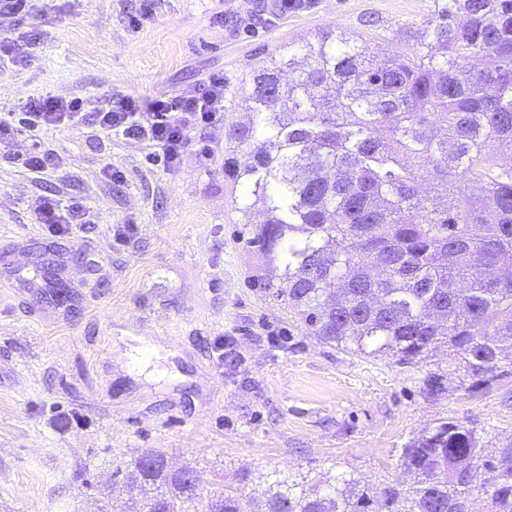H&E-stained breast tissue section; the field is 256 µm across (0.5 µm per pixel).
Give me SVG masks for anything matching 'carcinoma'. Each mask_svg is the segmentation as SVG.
<instances>
[{
  "mask_svg": "<svg viewBox=\"0 0 512 512\" xmlns=\"http://www.w3.org/2000/svg\"><path fill=\"white\" fill-rule=\"evenodd\" d=\"M358 34L321 33L253 69L251 118L227 139L250 149L228 177L254 201L249 243L259 280L310 333L401 365L454 351L468 388L498 376L512 352V0H435L411 47L366 53ZM43 276L67 297L52 266ZM441 420L401 448L413 485L378 491L350 474L245 493L162 450L112 473L133 484V512H512V441Z\"/></svg>",
  "mask_w": 512,
  "mask_h": 512,
  "instance_id": "1",
  "label": "carcinoma"
}]
</instances>
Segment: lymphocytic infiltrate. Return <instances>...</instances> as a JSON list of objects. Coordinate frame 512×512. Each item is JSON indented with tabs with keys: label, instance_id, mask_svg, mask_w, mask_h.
<instances>
[{
	"label": "lymphocytic infiltrate",
	"instance_id": "1",
	"mask_svg": "<svg viewBox=\"0 0 512 512\" xmlns=\"http://www.w3.org/2000/svg\"><path fill=\"white\" fill-rule=\"evenodd\" d=\"M223 119L224 76L213 73L194 93L150 99L119 95L113 97L110 107L96 112L84 111L82 100L77 98L32 95L17 111L0 117V142L22 135L37 138L54 127L91 126L108 136L152 147L155 160L169 166L179 160L191 130ZM33 215L53 237L71 234L74 225L93 221L90 208L76 197H37Z\"/></svg>",
	"mask_w": 512,
	"mask_h": 512
}]
</instances>
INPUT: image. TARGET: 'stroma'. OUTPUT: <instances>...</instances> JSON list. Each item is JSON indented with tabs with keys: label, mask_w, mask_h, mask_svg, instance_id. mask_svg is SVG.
Listing matches in <instances>:
<instances>
[{
	"label": "stroma",
	"mask_w": 512,
	"mask_h": 512,
	"mask_svg": "<svg viewBox=\"0 0 512 512\" xmlns=\"http://www.w3.org/2000/svg\"><path fill=\"white\" fill-rule=\"evenodd\" d=\"M434 9V0H310L288 12L280 0H40L20 30L0 28V41L45 35L27 65L0 70V113L46 92L94 112L117 92L188 94L224 75L223 122L195 130L171 168L144 144L89 126L46 132L65 169L42 180L12 161L31 138L0 148V512H93L113 470L152 449L207 481L243 469L264 481L345 471L376 487L406 481L402 444L438 419L512 437V364L490 389L432 394L424 381L456 365L453 352L407 366L310 335L259 286L247 193L224 176L227 151L249 160L225 126L242 116L251 68L279 44L331 29L379 52ZM51 193L82 197L94 224L50 239L31 204ZM124 224L134 230L121 238ZM51 243L71 256L66 306L34 287L32 249ZM228 334L235 359L216 361L214 343ZM143 345L154 349L149 381L132 357Z\"/></svg>",
	"instance_id": "35a3bbf8"
}]
</instances>
